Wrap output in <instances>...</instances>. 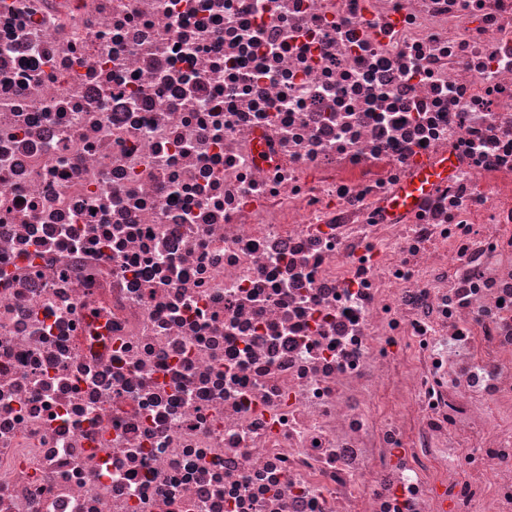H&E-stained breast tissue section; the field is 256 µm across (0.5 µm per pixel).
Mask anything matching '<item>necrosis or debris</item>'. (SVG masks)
<instances>
[{"label":"necrosis or debris","mask_w":512,"mask_h":512,"mask_svg":"<svg viewBox=\"0 0 512 512\" xmlns=\"http://www.w3.org/2000/svg\"><path fill=\"white\" fill-rule=\"evenodd\" d=\"M0 512H512V0H0ZM453 163L443 159L432 165L417 166L412 176L392 196L389 206L394 211L413 209L418 200L436 185L448 181Z\"/></svg>","instance_id":"1"}]
</instances>
